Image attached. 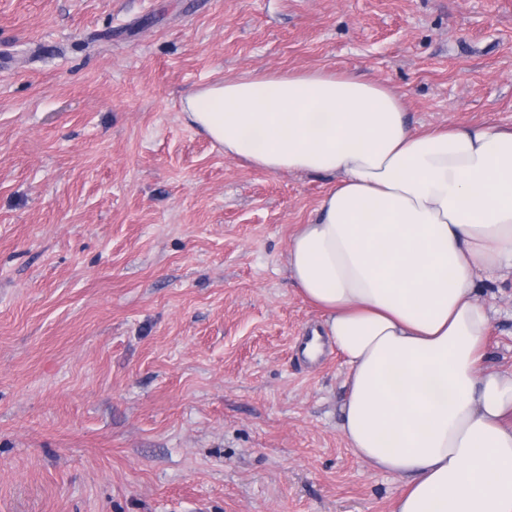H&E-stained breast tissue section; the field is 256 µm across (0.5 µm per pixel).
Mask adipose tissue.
Instances as JSON below:
<instances>
[{"label": "adipose tissue", "mask_w": 512, "mask_h": 512, "mask_svg": "<svg viewBox=\"0 0 512 512\" xmlns=\"http://www.w3.org/2000/svg\"><path fill=\"white\" fill-rule=\"evenodd\" d=\"M182 111L259 170L335 177L288 269L349 368V449L405 480L393 512H512V372L483 368L475 297L512 273V129H413L383 82L337 69L214 83Z\"/></svg>", "instance_id": "1"}]
</instances>
